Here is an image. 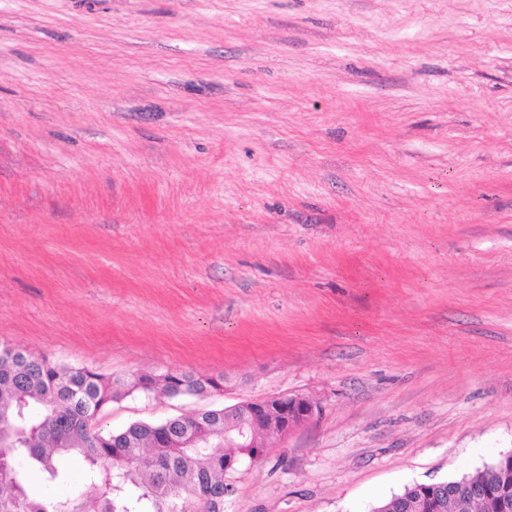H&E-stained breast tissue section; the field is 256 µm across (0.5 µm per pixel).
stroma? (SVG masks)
Wrapping results in <instances>:
<instances>
[{
    "mask_svg": "<svg viewBox=\"0 0 512 512\" xmlns=\"http://www.w3.org/2000/svg\"><path fill=\"white\" fill-rule=\"evenodd\" d=\"M1 343L311 397L224 512L511 453L512 0H0Z\"/></svg>",
    "mask_w": 512,
    "mask_h": 512,
    "instance_id": "stroma-1",
    "label": "stroma"
}]
</instances>
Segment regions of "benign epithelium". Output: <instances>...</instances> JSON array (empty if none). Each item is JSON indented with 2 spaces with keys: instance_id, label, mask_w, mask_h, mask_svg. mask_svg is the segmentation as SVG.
<instances>
[{
  "instance_id": "benign-epithelium-1",
  "label": "benign epithelium",
  "mask_w": 512,
  "mask_h": 512,
  "mask_svg": "<svg viewBox=\"0 0 512 512\" xmlns=\"http://www.w3.org/2000/svg\"><path fill=\"white\" fill-rule=\"evenodd\" d=\"M250 418V428H241L230 442L240 448L256 449L255 458L285 437L288 432L310 421L317 404L305 395H271L243 404Z\"/></svg>"
}]
</instances>
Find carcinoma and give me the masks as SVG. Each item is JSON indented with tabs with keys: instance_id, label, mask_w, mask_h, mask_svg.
Here are the masks:
<instances>
[{
	"instance_id": "carcinoma-1",
	"label": "carcinoma",
	"mask_w": 512,
	"mask_h": 512,
	"mask_svg": "<svg viewBox=\"0 0 512 512\" xmlns=\"http://www.w3.org/2000/svg\"><path fill=\"white\" fill-rule=\"evenodd\" d=\"M203 390L191 372L114 378L0 345V512H224V457L255 453L224 447V414L137 421L116 432L101 425L112 404L134 392L158 399ZM168 434L186 441L170 443ZM65 458L82 465L86 491L77 496L54 492L70 482ZM29 469L43 473L52 492L31 497ZM436 485L431 512H501V500L512 501V455ZM426 491L415 482L371 512H417Z\"/></svg>"
}]
</instances>
